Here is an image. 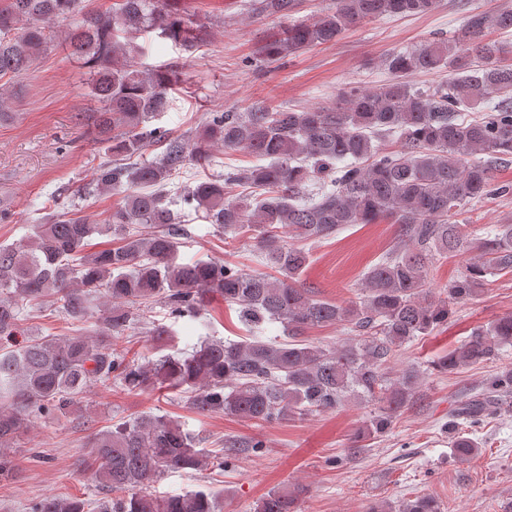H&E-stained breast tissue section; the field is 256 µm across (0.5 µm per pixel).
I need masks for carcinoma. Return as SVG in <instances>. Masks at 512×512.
<instances>
[{
	"mask_svg": "<svg viewBox=\"0 0 512 512\" xmlns=\"http://www.w3.org/2000/svg\"><path fill=\"white\" fill-rule=\"evenodd\" d=\"M183 0H121L113 11L86 0H4L0 5V78L30 69L57 38L50 22L62 18L70 55L92 77L101 105L98 134L106 150L123 157L150 144L160 157L134 165L102 163L75 193L122 195L103 224L73 212L66 189L48 200L45 223L0 246V479L11 471L8 445L33 419L66 415L91 386L117 381L130 393L174 389L189 394L200 413H227L273 423L334 412L348 402L374 403L359 438L382 436L413 403L424 371L392 373L400 348L448 321L488 278L512 273V224L471 234L459 223L467 209L512 194L496 180V164L512 159V63L509 51L488 38L512 30V10L472 15L456 39H434L389 54L390 78L374 89L351 87L330 106L248 112H211L192 140L156 123L169 108L176 72L143 70L139 38L154 32L189 47L196 28ZM436 0H336L333 10L288 25L263 48L278 61L331 43L367 20L423 16ZM294 0H261L260 14L287 16ZM448 72L426 90L409 78ZM480 109V115L469 112ZM395 143L386 149L382 141ZM245 151L252 165L214 169L217 148ZM190 165L212 170L194 183L175 179ZM246 193L231 199L229 189ZM196 212L224 234L251 233L259 257L276 275L247 273L216 259L178 261L182 228L170 205ZM388 218L399 225L397 245L364 274L362 295L346 305L323 300L301 276L310 264L303 242L330 239L355 224ZM106 235L117 246L86 252ZM473 251L456 279L439 294L428 274L437 261ZM213 293L239 306L248 328L242 341L206 333L203 297ZM160 300L177 325L198 330L191 349L138 363L113 340L147 320L143 306ZM71 323L100 311L92 335L34 337L9 345L22 311L45 303ZM278 323L283 340L264 337ZM344 326L351 339L328 347L303 339L315 327ZM512 347V313L476 328L429 368L452 373L499 357ZM512 393V367L485 382L480 397L450 413V448L459 460L476 457L475 424L497 398ZM180 420L140 415L100 431L87 469L112 492L102 502L48 496L32 512H218L210 490L158 495L153 486L171 473L202 472L210 455ZM301 490L283 486L262 496L253 512H298ZM394 512H444L427 494Z\"/></svg>",
	"mask_w": 512,
	"mask_h": 512,
	"instance_id": "carcinoma-1",
	"label": "carcinoma"
}]
</instances>
